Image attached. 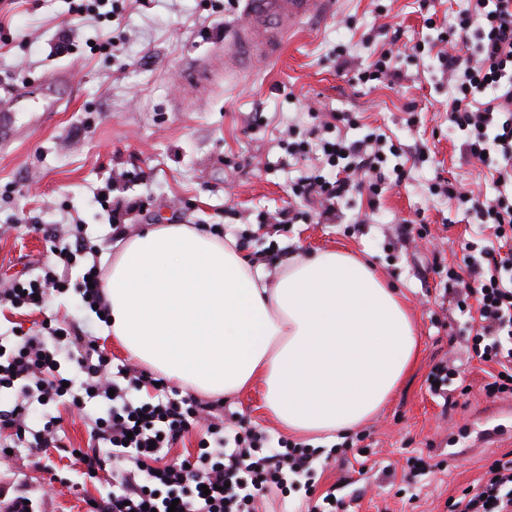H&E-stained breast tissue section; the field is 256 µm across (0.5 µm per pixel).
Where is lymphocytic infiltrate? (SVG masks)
<instances>
[{"label":"lymphocytic infiltrate","mask_w":512,"mask_h":512,"mask_svg":"<svg viewBox=\"0 0 512 512\" xmlns=\"http://www.w3.org/2000/svg\"><path fill=\"white\" fill-rule=\"evenodd\" d=\"M425 24L433 37L401 44V33L383 27V47L371 62L352 68L348 50L336 49V65L355 85L399 84L405 75L399 56H428L451 90L448 123L462 136L465 155L481 179L491 181L496 197L436 178L430 192L447 198L462 214L475 213L486 236L465 243L461 265L446 275L468 317L469 354L485 362L487 394L512 392V0H474L454 25ZM356 113L332 109L311 128L289 126V155L309 159L319 151L318 170L293 184L302 202L334 213L354 190L366 188L368 207H376L390 185L408 171L401 143L369 129L351 140L344 130L360 128ZM51 267L0 289V303L16 308L46 302L69 290ZM73 361L67 375L62 360ZM14 393L10 409H0V453L41 457L44 448L63 447L58 419L47 415L40 429L30 426L31 406L45 400L88 411L92 443L82 449V479H95L102 492L88 512H263L265 503L311 479L320 448L290 443L226 423L211 402L179 395L157 384L153 373L113 369L112 361L84 331L49 329L44 336H18L0 348V390ZM204 427L196 454L170 459L171 448L192 428ZM452 512H512V460L493 461L475 490L454 502Z\"/></svg>","instance_id":"f902f5d3"}]
</instances>
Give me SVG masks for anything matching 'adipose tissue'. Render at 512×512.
Wrapping results in <instances>:
<instances>
[{"label":"adipose tissue","mask_w":512,"mask_h":512,"mask_svg":"<svg viewBox=\"0 0 512 512\" xmlns=\"http://www.w3.org/2000/svg\"><path fill=\"white\" fill-rule=\"evenodd\" d=\"M112 342L197 393L261 392L287 432L326 438L384 405L419 352L414 319L372 264L329 247L277 277L199 224H149L118 240L103 280Z\"/></svg>","instance_id":"1"}]
</instances>
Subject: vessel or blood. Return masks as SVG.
I'll return each instance as SVG.
<instances>
[{"label":"vessel or blood","mask_w":512,"mask_h":512,"mask_svg":"<svg viewBox=\"0 0 512 512\" xmlns=\"http://www.w3.org/2000/svg\"><path fill=\"white\" fill-rule=\"evenodd\" d=\"M326 0H250L248 25L234 28L224 43L225 64H245L255 56L277 54L289 32L322 13Z\"/></svg>","instance_id":"b4317fda"}]
</instances>
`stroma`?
Here are the masks:
<instances>
[{
  "label": "stroma",
  "instance_id": "35a3bbf8",
  "mask_svg": "<svg viewBox=\"0 0 512 512\" xmlns=\"http://www.w3.org/2000/svg\"><path fill=\"white\" fill-rule=\"evenodd\" d=\"M383 5L376 13L375 5ZM72 0H0V106L10 116L0 131V285L27 278L51 256L46 231L74 232L94 245L93 257L69 269L77 281L91 264L108 268L119 236L144 224H209L245 236L242 252L262 258L277 275L288 256L340 246L363 255L405 296L421 348L391 399L358 434L367 446L354 459L333 452L313 496L290 492L296 512L305 498L334 491L345 512H449L496 459H512V394L486 396L479 363L448 382L450 403L432 397L428 375L459 358L467 318L445 292V269L477 240L475 217L431 195L435 174L456 184L475 173L462 156V139L444 124L447 87L436 86L431 60L400 59L405 81L393 87L351 85L336 70L337 45L355 66L370 61L366 37L385 24L400 26L401 41L426 35L416 0H329L318 18L292 32L276 57L243 71L216 61L211 87L182 94L181 73L214 58L229 23L244 16L247 0H106L97 14H76ZM56 102L60 111L47 109ZM422 120L407 125L405 107ZM362 113L407 150L427 144L426 161L387 190L380 207L356 223L366 199L353 195L340 222L310 211L305 222L258 225L292 203L288 186L309 164L282 145L293 119L310 110ZM423 218L428 235L400 240L399 219ZM91 329L113 365L130 358L103 335V322L82 307L75 291L50 297L43 308L0 307V336L44 332L47 321ZM259 392L218 399L225 420L256 431L275 425L257 409ZM422 456L431 472L416 475L409 460ZM27 491L34 512H85L99 496L86 483L82 497L49 485L29 459L0 454V491Z\"/></svg>",
  "mask_w": 512,
  "mask_h": 512
}]
</instances>
